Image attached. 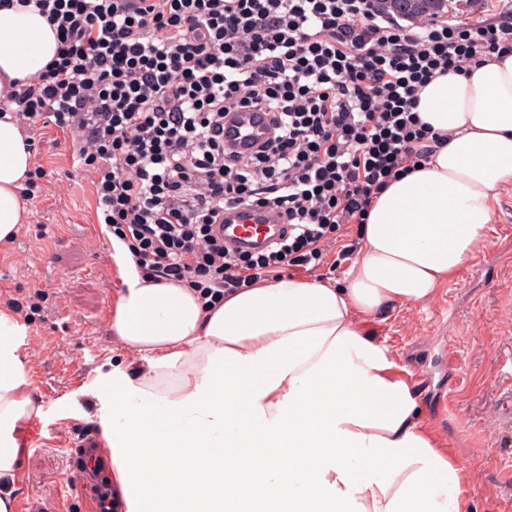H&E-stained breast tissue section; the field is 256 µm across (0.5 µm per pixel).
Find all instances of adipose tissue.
<instances>
[{
	"instance_id": "ef3b65f1",
	"label": "adipose tissue",
	"mask_w": 512,
	"mask_h": 512,
	"mask_svg": "<svg viewBox=\"0 0 512 512\" xmlns=\"http://www.w3.org/2000/svg\"><path fill=\"white\" fill-rule=\"evenodd\" d=\"M53 27L0 6V94L52 60ZM421 120L448 141L393 182L363 225L343 284L284 277L203 308L194 290L131 279L108 328L141 353L138 377L105 375L96 393L115 512H468V473L441 448L425 404L399 376L367 318L430 300L481 252L494 203L512 186V54L450 73L419 94ZM33 155L0 118V244L24 223ZM0 310V479L22 457L13 431L40 416ZM259 485H214L241 460ZM189 480L190 492L171 487Z\"/></svg>"
}]
</instances>
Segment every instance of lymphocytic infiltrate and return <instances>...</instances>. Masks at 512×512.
<instances>
[{
  "mask_svg": "<svg viewBox=\"0 0 512 512\" xmlns=\"http://www.w3.org/2000/svg\"><path fill=\"white\" fill-rule=\"evenodd\" d=\"M401 21L374 0H17L55 28V57L0 98L33 142L71 136L97 218L140 279L192 288L203 306L319 268L348 224H365L393 181L426 164L443 134L420 91L512 53V0L479 16ZM265 135L229 147L235 113ZM273 212L288 226L261 251L224 243V215Z\"/></svg>",
  "mask_w": 512,
  "mask_h": 512,
  "instance_id": "obj_1",
  "label": "lymphocytic infiltrate"
}]
</instances>
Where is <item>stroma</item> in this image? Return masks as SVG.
I'll list each match as a JSON object with an SVG mask.
<instances>
[{
  "instance_id": "stroma-1",
  "label": "stroma",
  "mask_w": 512,
  "mask_h": 512,
  "mask_svg": "<svg viewBox=\"0 0 512 512\" xmlns=\"http://www.w3.org/2000/svg\"><path fill=\"white\" fill-rule=\"evenodd\" d=\"M35 138L47 175L26 223L0 245V307L23 328L18 355L43 406L41 439L17 478L0 482V496L28 512H89L71 457L81 438L99 433L92 393L113 368L134 374L147 362L108 330L130 273L97 222L69 136L48 127ZM37 293L40 310L27 316ZM365 330L408 372L429 425L469 471L470 512H512V187L494 204L473 261L428 302L369 318Z\"/></svg>"
}]
</instances>
